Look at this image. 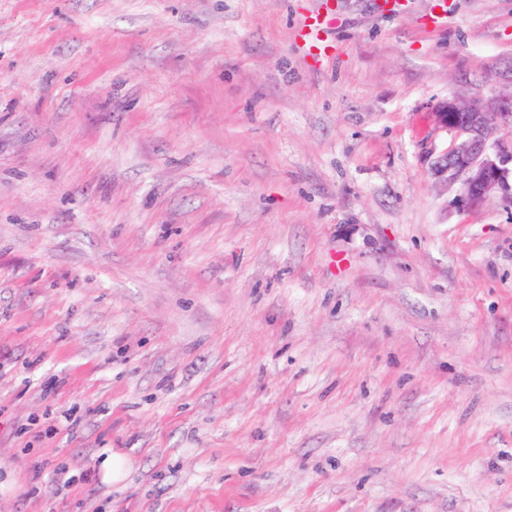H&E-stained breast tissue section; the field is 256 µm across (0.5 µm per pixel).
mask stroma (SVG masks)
<instances>
[{
	"label": "stroma",
	"mask_w": 512,
	"mask_h": 512,
	"mask_svg": "<svg viewBox=\"0 0 512 512\" xmlns=\"http://www.w3.org/2000/svg\"><path fill=\"white\" fill-rule=\"evenodd\" d=\"M381 4L0 0V512H512V0ZM330 23L321 14L313 13L307 16L304 25L297 32L296 38L302 40L313 55L327 54L330 44L320 37L321 31ZM492 78L504 88L493 107L451 95L433 112L435 130L458 140L435 158L433 172L446 182L460 181L459 200L468 208L494 196L512 206V138L491 140L494 128H512V59L496 66ZM101 470L106 479L118 483L127 474L128 462L124 456L112 451L101 461Z\"/></svg>",
	"instance_id": "1"
}]
</instances>
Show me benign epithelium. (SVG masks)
Segmentation results:
<instances>
[{"label":"benign epithelium","instance_id":"benign-epithelium-1","mask_svg":"<svg viewBox=\"0 0 512 512\" xmlns=\"http://www.w3.org/2000/svg\"><path fill=\"white\" fill-rule=\"evenodd\" d=\"M492 78L504 88L494 106L451 95L433 112L435 130L458 140L435 158L433 172L446 182H460L459 200L468 208L494 196L512 206V140H491L494 128H512V60L496 66Z\"/></svg>","mask_w":512,"mask_h":512}]
</instances>
